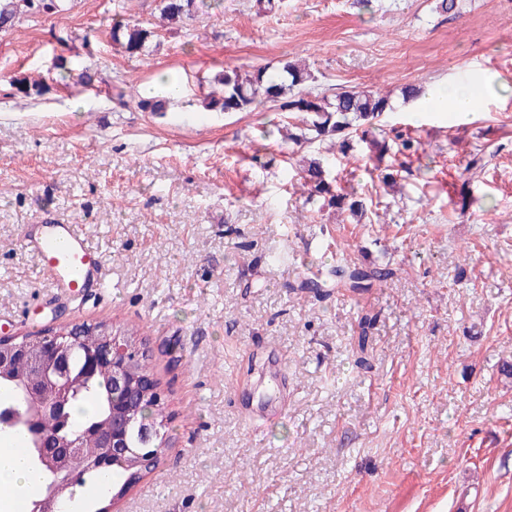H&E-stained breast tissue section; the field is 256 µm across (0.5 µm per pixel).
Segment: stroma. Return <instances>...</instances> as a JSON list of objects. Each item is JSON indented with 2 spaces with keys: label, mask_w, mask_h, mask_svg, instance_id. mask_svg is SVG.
Listing matches in <instances>:
<instances>
[{
  "label": "stroma",
  "mask_w": 512,
  "mask_h": 512,
  "mask_svg": "<svg viewBox=\"0 0 512 512\" xmlns=\"http://www.w3.org/2000/svg\"><path fill=\"white\" fill-rule=\"evenodd\" d=\"M117 15L158 23L160 3L61 0L0 30V330L132 331L161 394L160 461L111 512H512V0H224L133 57ZM67 50L101 82L56 79ZM285 58L316 88L389 93L384 123L421 138L426 171L395 194L365 145L327 160L385 223L296 193L299 157L272 132L287 113L204 109L222 70ZM163 72L185 88L164 114L120 97ZM38 75L43 96L10 85ZM466 78L484 84L467 123L413 121L405 84ZM50 223L80 225L107 292L57 295L25 245ZM340 261L395 275L299 290Z\"/></svg>",
  "instance_id": "35a3bbf8"
}]
</instances>
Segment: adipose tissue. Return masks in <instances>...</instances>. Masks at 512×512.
Returning a JSON list of instances; mask_svg holds the SVG:
<instances>
[{"mask_svg":"<svg viewBox=\"0 0 512 512\" xmlns=\"http://www.w3.org/2000/svg\"><path fill=\"white\" fill-rule=\"evenodd\" d=\"M476 95L473 84L442 85L427 91L414 106L413 116L422 119L432 112H452L457 121H465L473 112ZM45 476L30 459L18 450L10 430H0V487L11 488L12 496H0V512H19L21 504L43 488Z\"/></svg>","mask_w":512,"mask_h":512,"instance_id":"adipose-tissue-1","label":"adipose tissue"}]
</instances>
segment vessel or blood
I'll return each instance as SVG.
<instances>
[{"instance_id":"vessel-or-blood-1","label":"vessel or blood","mask_w":512,"mask_h":512,"mask_svg":"<svg viewBox=\"0 0 512 512\" xmlns=\"http://www.w3.org/2000/svg\"><path fill=\"white\" fill-rule=\"evenodd\" d=\"M28 245L43 273L62 293L80 295L105 286L102 258L75 224H53Z\"/></svg>"}]
</instances>
